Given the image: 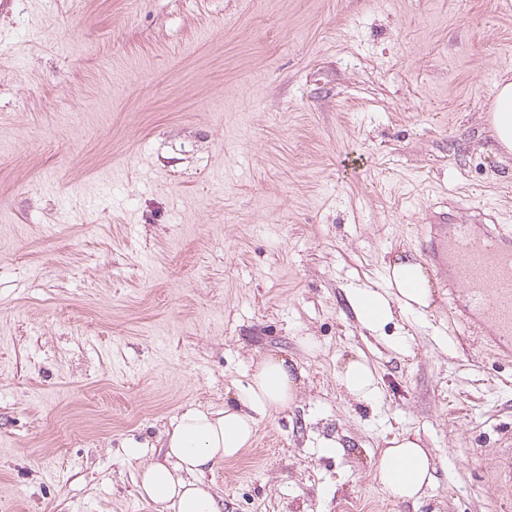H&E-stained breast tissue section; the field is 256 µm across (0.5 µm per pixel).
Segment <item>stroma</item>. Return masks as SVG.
Segmentation results:
<instances>
[{"instance_id": "obj_1", "label": "stroma", "mask_w": 512, "mask_h": 512, "mask_svg": "<svg viewBox=\"0 0 512 512\" xmlns=\"http://www.w3.org/2000/svg\"><path fill=\"white\" fill-rule=\"evenodd\" d=\"M504 79L512 0H13L0 512H165L137 489L161 434L268 354L302 371L297 404L207 473L224 512H512L484 460L512 433V358L468 349L439 273L427 313L379 334L346 301L402 256L430 264L435 203L512 226ZM359 356L372 407L337 380ZM405 430L437 468L415 504L373 478ZM489 118L492 136L505 153H512V82H501Z\"/></svg>"}]
</instances>
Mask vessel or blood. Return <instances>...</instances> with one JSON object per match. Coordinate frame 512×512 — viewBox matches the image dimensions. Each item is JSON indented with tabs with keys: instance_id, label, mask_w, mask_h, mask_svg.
Segmentation results:
<instances>
[{
	"instance_id": "vessel-or-blood-1",
	"label": "vessel or blood",
	"mask_w": 512,
	"mask_h": 512,
	"mask_svg": "<svg viewBox=\"0 0 512 512\" xmlns=\"http://www.w3.org/2000/svg\"><path fill=\"white\" fill-rule=\"evenodd\" d=\"M425 250L446 273L448 296L456 301L466 340L479 352L512 355V231L497 212L475 208L467 224L434 221ZM487 492L512 502V436L491 459Z\"/></svg>"
}]
</instances>
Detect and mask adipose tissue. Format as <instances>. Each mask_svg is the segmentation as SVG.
Listing matches in <instances>:
<instances>
[{"label":"adipose tissue","instance_id":"ef3b65f1","mask_svg":"<svg viewBox=\"0 0 512 512\" xmlns=\"http://www.w3.org/2000/svg\"><path fill=\"white\" fill-rule=\"evenodd\" d=\"M502 151L512 153V82L499 85L489 118ZM386 286L377 291L351 288L348 302L361 327L377 332L395 313H423L433 301L432 282L420 261L409 257L386 267ZM347 397L372 403L379 396L375 371L362 358L348 361L338 374ZM298 390L288 359L264 356L241 387L235 401L219 411L185 410L161 439L160 461L141 469L140 496L173 512H223L224 502L205 479L217 461L237 457L250 444L258 418L287 410ZM374 478L398 501H417L435 482L429 449L411 432L389 440L380 453Z\"/></svg>","mask_w":512,"mask_h":512}]
</instances>
